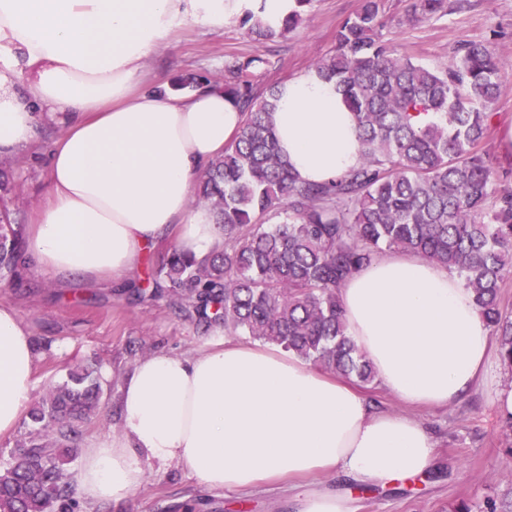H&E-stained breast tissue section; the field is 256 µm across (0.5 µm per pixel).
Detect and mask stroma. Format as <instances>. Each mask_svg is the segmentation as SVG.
<instances>
[{
	"mask_svg": "<svg viewBox=\"0 0 512 512\" xmlns=\"http://www.w3.org/2000/svg\"><path fill=\"white\" fill-rule=\"evenodd\" d=\"M413 2L381 0L382 34L419 62L445 63L464 40L491 43L500 54L502 84L483 147L496 161L498 183L512 187V156L503 153L499 143L500 126L512 124V0H447L445 12L429 22L396 27L397 18L410 12ZM358 6L359 0H312L300 27L271 40L249 34L233 17L219 30L182 23L147 58L146 82L169 86L204 77L219 87L225 58L257 55L268 61L253 74L257 88L283 84L335 52L336 32ZM61 132L58 117H45L33 144L0 159V172L8 178L0 208L20 228H27L45 201L49 156ZM23 276L19 287L0 284V303L17 310L35 340L38 393L64 382L77 365L95 370L105 390L99 414L83 425L80 446L69 455L66 473L71 478L80 468L82 448L119 435V393L139 359L159 352L188 354L224 338L223 331L198 324L189 312L165 301L133 303L122 287H64L28 265ZM364 393L375 409L408 411L431 430L436 440L431 474L368 487L332 471L281 485L261 484L246 493L209 492L195 476L170 462L147 467L143 483L128 499L83 500L78 512H184L187 503L195 505V512H296L298 496L319 487L350 495L356 512H452L463 500L512 494V424L495 411L484 386L474 387L448 407L410 410L381 384Z\"/></svg>",
	"mask_w": 512,
	"mask_h": 512,
	"instance_id": "1",
	"label": "stroma"
}]
</instances>
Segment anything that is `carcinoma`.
Instances as JSON below:
<instances>
[{"mask_svg":"<svg viewBox=\"0 0 512 512\" xmlns=\"http://www.w3.org/2000/svg\"><path fill=\"white\" fill-rule=\"evenodd\" d=\"M310 2L296 0L299 9L278 27L251 11L239 25L259 37L285 35ZM443 9V0H415L396 26L424 23ZM379 10V0H362L337 30L335 53L313 64L355 115L359 165L330 183L297 179L269 121L278 87L260 91L251 78L266 60L224 61V93L243 122L197 187L224 249L197 259L172 248L130 298L144 300L148 287L172 307L192 306L201 324L281 346L367 387L376 374L348 335L339 288L383 253L401 251L460 278L512 368V313L500 300L512 274V189L496 186L482 148L501 87L500 55L467 40L448 62L422 64L383 37ZM24 249L1 214V283L22 284ZM103 395L92 372L77 366L29 409L27 436L0 466V512H76L63 465L80 440L78 425L96 416ZM456 512H512V500L462 501Z\"/></svg>","mask_w":512,"mask_h":512,"instance_id":"carcinoma-1","label":"carcinoma"}]
</instances>
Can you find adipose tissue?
<instances>
[{
  "mask_svg": "<svg viewBox=\"0 0 512 512\" xmlns=\"http://www.w3.org/2000/svg\"><path fill=\"white\" fill-rule=\"evenodd\" d=\"M295 0H0V159L38 137L43 114L65 129L50 158L47 199L27 256L48 278L119 282L175 234L201 258L224 239L191 208L194 177L224 152L243 115L218 88L144 87V62L184 21L222 26L252 10L276 26ZM271 121L304 182L326 183L361 160L353 113L335 82L309 71L280 85ZM348 334L402 403L448 406L487 386L512 414V383L472 293L435 263L385 255L340 290ZM37 349L16 309L0 304V436L34 397ZM121 433L81 451L76 490L121 501L144 465L176 462L209 490L336 470L384 487L434 463L432 433L375 410L346 380L276 346L218 341L182 356L138 360L119 399Z\"/></svg>",
  "mask_w": 512,
  "mask_h": 512,
  "instance_id": "adipose-tissue-1",
  "label": "adipose tissue"
}]
</instances>
